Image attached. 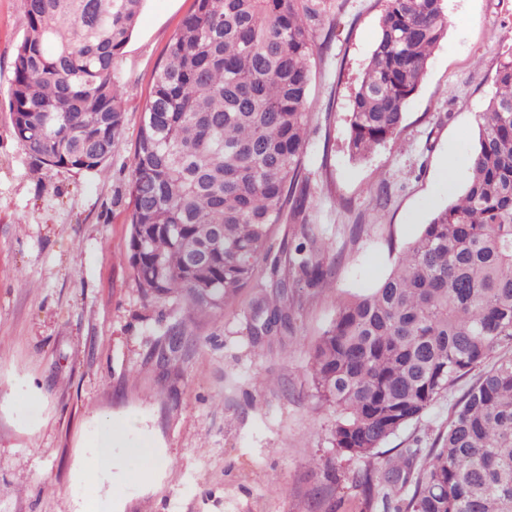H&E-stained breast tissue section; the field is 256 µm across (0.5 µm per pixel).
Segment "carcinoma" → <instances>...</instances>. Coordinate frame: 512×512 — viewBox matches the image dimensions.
Instances as JSON below:
<instances>
[{
    "label": "carcinoma",
    "mask_w": 512,
    "mask_h": 512,
    "mask_svg": "<svg viewBox=\"0 0 512 512\" xmlns=\"http://www.w3.org/2000/svg\"><path fill=\"white\" fill-rule=\"evenodd\" d=\"M170 40L144 109L129 183L128 262L152 299L189 315L224 311L270 262L276 299L257 336L291 327L288 289L332 287L337 256L317 225L269 258L272 227L305 214L303 157L317 16L298 0H194ZM144 0H23L7 107L29 155L91 172L124 124L118 58ZM446 0H387L351 97L347 150L365 159L396 138L405 107L445 37ZM477 115L463 193L437 208L378 283L336 304L310 352L319 404L337 413L331 446L363 462L352 482L394 512H512V53ZM186 347L185 323L167 331ZM437 444L379 448L459 381Z\"/></svg>",
    "instance_id": "cac0c4a2"
}]
</instances>
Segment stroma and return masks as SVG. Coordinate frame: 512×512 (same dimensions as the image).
<instances>
[{
	"instance_id": "obj_1",
	"label": "stroma",
	"mask_w": 512,
	"mask_h": 512,
	"mask_svg": "<svg viewBox=\"0 0 512 512\" xmlns=\"http://www.w3.org/2000/svg\"><path fill=\"white\" fill-rule=\"evenodd\" d=\"M311 5L308 218L341 256L333 286L304 290L292 330L256 343V304L273 295L261 264L224 312L185 321L191 344L162 362L183 306L145 298L134 282L127 189L154 71L193 0H145L118 59L123 131L89 173L47 168L13 137L7 96L23 4L0 0V512H385L354 485L359 462L329 444L335 416L311 395L310 349L337 300L384 277L462 191L467 170L449 173L448 163L474 145L496 63L512 50V0H447V34L399 136L362 161L346 149L347 114L385 0ZM473 382L390 438L381 457L433 447ZM111 426L124 434L112 476L89 478ZM142 444L151 459L136 454Z\"/></svg>"
}]
</instances>
